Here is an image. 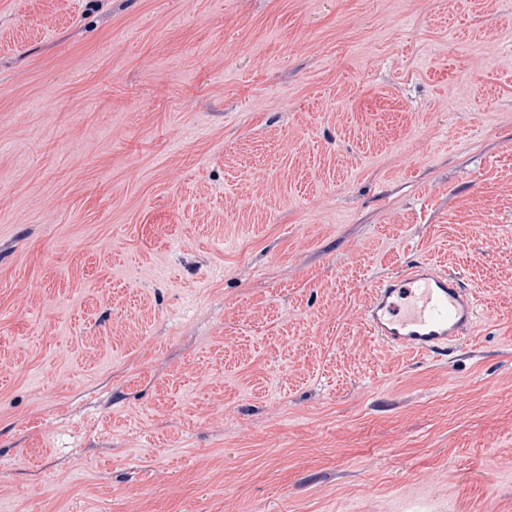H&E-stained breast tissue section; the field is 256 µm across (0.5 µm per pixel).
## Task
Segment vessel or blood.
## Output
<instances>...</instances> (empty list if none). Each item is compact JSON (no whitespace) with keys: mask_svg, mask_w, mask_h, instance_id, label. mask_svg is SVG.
Listing matches in <instances>:
<instances>
[{"mask_svg":"<svg viewBox=\"0 0 512 512\" xmlns=\"http://www.w3.org/2000/svg\"><path fill=\"white\" fill-rule=\"evenodd\" d=\"M477 317L476 297L464 277L426 261L410 262L380 282L362 311L366 328L386 346L434 358L469 335Z\"/></svg>","mask_w":512,"mask_h":512,"instance_id":"vessel-or-blood-1","label":"vessel or blood"}]
</instances>
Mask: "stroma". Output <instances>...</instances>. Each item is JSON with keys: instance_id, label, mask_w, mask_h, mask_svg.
<instances>
[{"instance_id": "stroma-1", "label": "stroma", "mask_w": 512, "mask_h": 512, "mask_svg": "<svg viewBox=\"0 0 512 512\" xmlns=\"http://www.w3.org/2000/svg\"><path fill=\"white\" fill-rule=\"evenodd\" d=\"M0 512H512V0H0ZM478 305L463 276L412 261L371 290L362 311L369 332L386 346L441 358L468 336Z\"/></svg>"}]
</instances>
